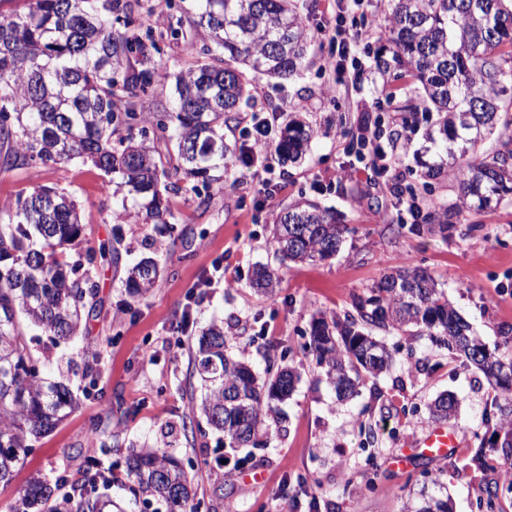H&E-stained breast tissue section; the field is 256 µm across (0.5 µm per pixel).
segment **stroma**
<instances>
[{
  "instance_id": "1",
  "label": "stroma",
  "mask_w": 512,
  "mask_h": 512,
  "mask_svg": "<svg viewBox=\"0 0 512 512\" xmlns=\"http://www.w3.org/2000/svg\"><path fill=\"white\" fill-rule=\"evenodd\" d=\"M130 2L133 28L160 35L156 60L170 74L145 103L146 111L156 112L170 106L172 77L190 61L186 43L196 34L195 17L189 0L172 7L167 0ZM299 4L318 32L309 67L288 80L253 79V105L224 129L225 143L252 149L253 163L237 166L224 187L210 189L208 207L198 206L191 188L170 193L179 218L175 228L120 218L103 173L79 160L0 170V203L39 186L65 191L86 217L81 248H115L95 264L98 311L85 327V338L98 344V372L85 374L84 339L37 346V356L50 365L70 364L65 382L80 405L34 442L12 482L0 486V512H13L34 474L51 481L65 471L78 475L94 424L116 436L119 446L108 460L117 468H124L132 441L177 457L195 476L201 512H405L409 491L419 488L425 472L449 490L455 512H473L478 493L494 486L495 475L470 462L473 448L494 438L485 413L495 392L476 368L452 360L430 337L376 328L373 336L395 349L397 362L379 378L366 379L357 397L340 402L300 349L314 315H344L356 296L404 266L426 268L488 348L501 349L512 328V204L473 216L445 235L403 228L396 193H422L425 169L416 152L435 116L397 112L382 94L368 54L386 45L381 33L357 46L358 69H347L342 84H334L333 72L324 68L329 41L319 32L333 20L332 0ZM174 24L179 32H171ZM294 116L312 121L316 130L304 159L282 164L269 149L252 148L247 131L253 124L267 121L277 132ZM366 124L385 135L401 127L410 136L388 171L357 172L355 155L346 152ZM262 177L278 184V193L258 196ZM434 186V193H422L424 202H452L459 194L452 178H439ZM302 198L344 214L350 232L336 256L288 264L279 270V288L257 293L250 286L253 266L276 261L273 219L282 206ZM159 240L170 244L160 256L154 253ZM153 255L160 277L144 298L131 301L126 271ZM218 262L223 279L203 286ZM215 320L223 321L233 356L260 373L284 360L298 376L282 406L285 422L261 433L258 446L234 454L193 408L204 394L193 374L194 338ZM286 348L291 354L285 358ZM448 392L460 401L449 421L459 435L457 451L444 460L419 455L408 468L395 467L401 450L434 426L430 405Z\"/></svg>"
}]
</instances>
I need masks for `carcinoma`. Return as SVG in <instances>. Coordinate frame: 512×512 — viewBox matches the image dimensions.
Returning <instances> with one entry per match:
<instances>
[{
	"label": "carcinoma",
	"mask_w": 512,
	"mask_h": 512,
	"mask_svg": "<svg viewBox=\"0 0 512 512\" xmlns=\"http://www.w3.org/2000/svg\"><path fill=\"white\" fill-rule=\"evenodd\" d=\"M378 23L391 45L376 50L373 69L392 100L401 80L414 85L425 111L437 114L427 138L437 160L427 176L448 174L459 181L457 202L428 207L422 220L448 230L467 214H480L512 201V0H391ZM23 14L0 12V167L57 165L76 159L92 163L115 186L121 208L132 202L144 224L178 223L166 193L178 184L206 189L219 184L237 164L253 157L224 143V126L251 97L245 72L288 79L307 67L314 39L296 0H192L203 44L187 43L194 62L176 78V97L164 112L140 111L142 96L166 73L153 59L151 35L114 27L128 14L127 0H27ZM499 132L503 149L482 156L477 146ZM314 131L293 118L274 145L278 161L300 159ZM341 214L299 199L275 216L272 246L283 261L330 258L348 228ZM76 200L54 188L37 187L0 207V485L12 481L32 448L31 441L54 429L77 407L70 389L47 378L33 352L35 331L55 345L82 335L85 318L96 314L95 255L66 251L82 234ZM161 273L148 257L129 270L134 298L154 288ZM279 274L266 266L252 285L271 293ZM344 319H313L302 345L321 368L326 383L343 401L359 395L361 381L388 371L393 353L370 327L427 335L480 370L499 392L489 412L501 445L480 446L472 461L498 473L512 493V462L498 448L512 449V352L488 349L456 311L445 291L421 267L402 268L381 278L368 295L353 301ZM195 372L203 382L199 410L224 446L245 448L268 426L293 392L295 374L284 365L259 382L252 367L225 352L224 325L211 323L197 338ZM458 400L445 393L431 405L446 421ZM127 479L159 501L166 512H200L193 477L167 452L142 450L125 460ZM112 466L98 457L83 461L84 492L75 497L64 481L32 478L15 512H112L104 493ZM437 479L422 485L413 512H451ZM478 512H503L496 490L476 499Z\"/></svg>",
	"instance_id": "cac0c4a2"
}]
</instances>
